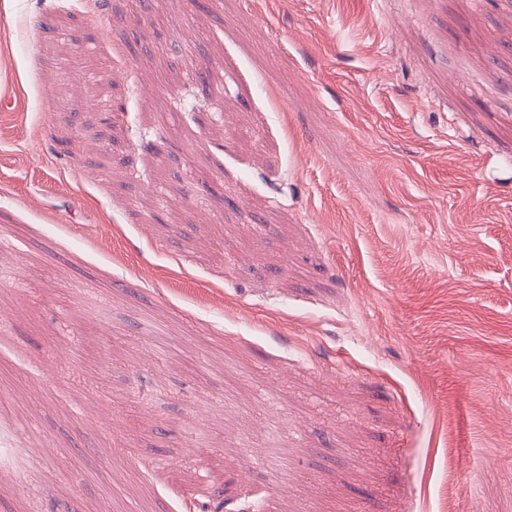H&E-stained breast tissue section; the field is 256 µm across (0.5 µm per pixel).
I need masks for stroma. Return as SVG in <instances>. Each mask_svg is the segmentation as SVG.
I'll return each instance as SVG.
<instances>
[{
  "label": "stroma",
  "mask_w": 512,
  "mask_h": 512,
  "mask_svg": "<svg viewBox=\"0 0 512 512\" xmlns=\"http://www.w3.org/2000/svg\"><path fill=\"white\" fill-rule=\"evenodd\" d=\"M0 512H512V0H0Z\"/></svg>",
  "instance_id": "stroma-1"
}]
</instances>
